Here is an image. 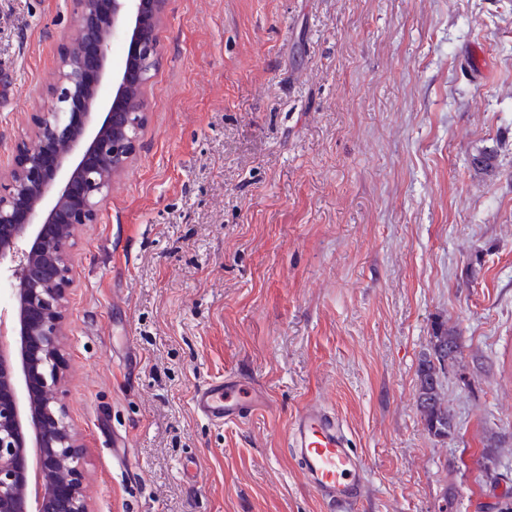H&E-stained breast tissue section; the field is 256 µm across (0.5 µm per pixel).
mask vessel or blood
Wrapping results in <instances>:
<instances>
[{
	"label": "vessel or blood",
	"mask_w": 512,
	"mask_h": 512,
	"mask_svg": "<svg viewBox=\"0 0 512 512\" xmlns=\"http://www.w3.org/2000/svg\"><path fill=\"white\" fill-rule=\"evenodd\" d=\"M264 404L260 391L232 374L200 387L193 396L197 412L216 422L242 420ZM289 445L319 500L355 505L366 470L348 429L333 412L317 405L302 407L291 420Z\"/></svg>",
	"instance_id": "1"
}]
</instances>
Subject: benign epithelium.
<instances>
[{
	"label": "benign epithelium",
	"mask_w": 512,
	"mask_h": 512,
	"mask_svg": "<svg viewBox=\"0 0 512 512\" xmlns=\"http://www.w3.org/2000/svg\"><path fill=\"white\" fill-rule=\"evenodd\" d=\"M82 30L61 49L52 107L34 118L36 146H17L0 169V291L10 300L0 334V512H93L80 461L86 446L57 405L65 380L67 309L74 287L68 246L97 221L112 178L137 151L145 93L158 64L156 31L167 0H72ZM127 47L115 69L108 46ZM41 482L30 510L27 457Z\"/></svg>",
	"instance_id": "1"
}]
</instances>
